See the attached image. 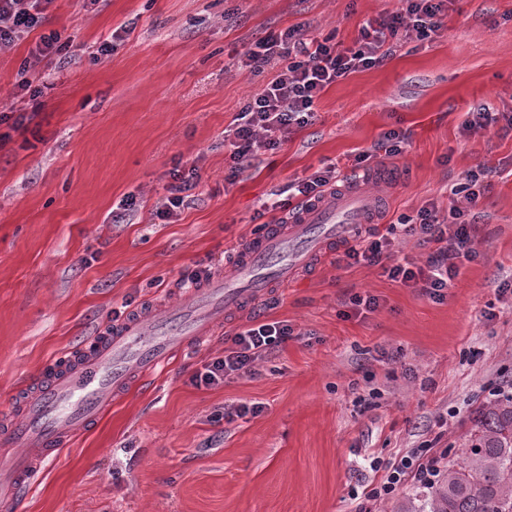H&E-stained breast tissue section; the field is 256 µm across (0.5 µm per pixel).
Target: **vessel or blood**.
Masks as SVG:
<instances>
[{
    "mask_svg": "<svg viewBox=\"0 0 512 512\" xmlns=\"http://www.w3.org/2000/svg\"><path fill=\"white\" fill-rule=\"evenodd\" d=\"M381 211L364 185L344 184L287 224L269 226L243 246L239 263L202 282L167 315L153 305L135 310L57 356L0 417V506L19 507L43 463L91 430L127 391L166 373L228 315L263 301L270 289L288 287L331 244L349 240L353 225L377 223Z\"/></svg>",
    "mask_w": 512,
    "mask_h": 512,
    "instance_id": "b4317fda",
    "label": "vessel or blood"
}]
</instances>
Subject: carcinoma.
I'll return each mask as SVG.
<instances>
[{
    "mask_svg": "<svg viewBox=\"0 0 512 512\" xmlns=\"http://www.w3.org/2000/svg\"><path fill=\"white\" fill-rule=\"evenodd\" d=\"M400 512H512V396L478 411L463 462Z\"/></svg>",
    "mask_w": 512,
    "mask_h": 512,
    "instance_id": "carcinoma-1",
    "label": "carcinoma"
}]
</instances>
